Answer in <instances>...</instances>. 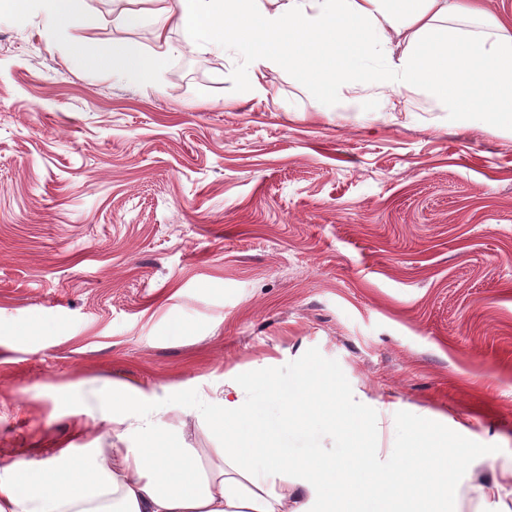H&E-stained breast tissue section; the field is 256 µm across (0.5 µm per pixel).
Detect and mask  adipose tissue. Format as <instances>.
<instances>
[{
    "mask_svg": "<svg viewBox=\"0 0 512 512\" xmlns=\"http://www.w3.org/2000/svg\"><path fill=\"white\" fill-rule=\"evenodd\" d=\"M188 35L191 47L237 49L253 97L268 93L267 76L285 68L319 89L325 111L341 89L372 96L425 91L460 127H512V26L477 0H149ZM17 16L44 12L46 41L83 28L87 0H0ZM145 54L126 40L103 50L84 43L73 60L97 62L130 83L149 82L174 47L158 33ZM405 44L395 54V44ZM328 381L308 370L288 388L279 426L261 433L275 387L241 380L215 407L201 410L224 445L183 448L154 419L161 396L137 387L98 389L112 425L131 437L126 448H98L87 457L71 447L49 449L32 465L0 466V512H443L449 465L466 445L419 423L411 442L376 463L373 419L359 403L329 396ZM319 411L342 426L341 459L316 449L297 455L292 432H306Z\"/></svg>",
    "mask_w": 512,
    "mask_h": 512,
    "instance_id": "obj_1",
    "label": "adipose tissue"
}]
</instances>
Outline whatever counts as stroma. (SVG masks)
Wrapping results in <instances>:
<instances>
[{"mask_svg":"<svg viewBox=\"0 0 512 512\" xmlns=\"http://www.w3.org/2000/svg\"><path fill=\"white\" fill-rule=\"evenodd\" d=\"M48 43L45 15H0V460L118 445L79 385L328 374L372 409L383 450L426 415L465 440L448 512H486L512 466V129L460 128L425 92L356 91L326 112L288 71L249 97L244 56L175 47L131 84L72 63L80 41L155 47L138 0H88ZM158 426L217 448L176 401Z\"/></svg>","mask_w":512,"mask_h":512,"instance_id":"stroma-1","label":"stroma"}]
</instances>
